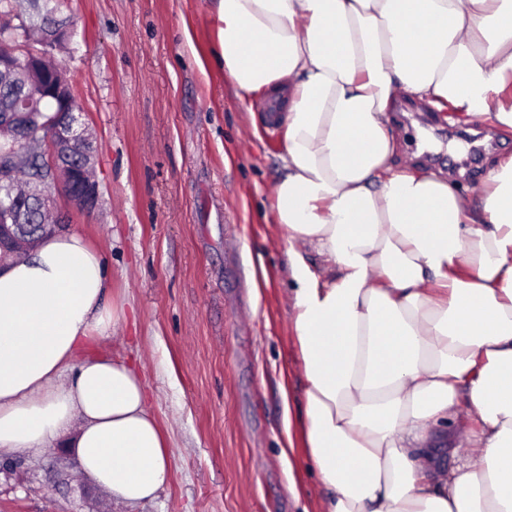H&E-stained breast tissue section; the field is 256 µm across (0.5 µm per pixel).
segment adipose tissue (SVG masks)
Listing matches in <instances>:
<instances>
[{
    "label": "adipose tissue",
    "mask_w": 512,
    "mask_h": 512,
    "mask_svg": "<svg viewBox=\"0 0 512 512\" xmlns=\"http://www.w3.org/2000/svg\"><path fill=\"white\" fill-rule=\"evenodd\" d=\"M219 18L225 76L285 113L275 213L325 512H512V158L471 208L394 168L389 115L404 95L512 127V0H220ZM108 286L77 233L0 262V452L72 434L125 510L170 463L137 368L95 351ZM464 400L476 420L449 472L432 434Z\"/></svg>",
    "instance_id": "adipose-tissue-1"
}]
</instances>
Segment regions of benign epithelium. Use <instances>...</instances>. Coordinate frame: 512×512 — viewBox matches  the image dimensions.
<instances>
[{
    "instance_id": "benign-epithelium-1",
    "label": "benign epithelium",
    "mask_w": 512,
    "mask_h": 512,
    "mask_svg": "<svg viewBox=\"0 0 512 512\" xmlns=\"http://www.w3.org/2000/svg\"><path fill=\"white\" fill-rule=\"evenodd\" d=\"M43 39L39 46L31 47L23 41L0 53V74L7 76L16 71L22 72L32 84L33 92L18 102L14 111L23 113L37 108L40 112L54 113L48 130L43 128H16L13 134H4L2 141L14 140L18 148L40 145L45 162L52 173L51 181L43 193L44 205L52 201L56 192L68 198L79 209L90 212L99 201L97 182L88 173V161L91 152L87 150L90 137L82 115L72 108V94L68 81L60 68L48 62V57L56 42L67 41V28L56 24L53 12L46 14V22L39 25ZM72 150L83 155V162L76 166H63L60 155ZM15 214L10 210H0V253H7L13 248L14 234L12 227Z\"/></svg>"
}]
</instances>
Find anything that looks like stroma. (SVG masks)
<instances>
[{"label": "stroma", "mask_w": 512, "mask_h": 512, "mask_svg": "<svg viewBox=\"0 0 512 512\" xmlns=\"http://www.w3.org/2000/svg\"><path fill=\"white\" fill-rule=\"evenodd\" d=\"M56 51L94 134L99 201L55 207L108 260L119 318L101 354L135 363L171 476L140 512H322L326 492L284 410L302 405L288 236L274 219L286 129L254 120L224 75L219 0H63ZM395 157L449 172L471 203L512 128L400 99ZM293 447L289 460L281 450ZM0 512H110L74 451L8 454ZM299 481L288 489L289 475Z\"/></svg>", "instance_id": "obj_1"}]
</instances>
